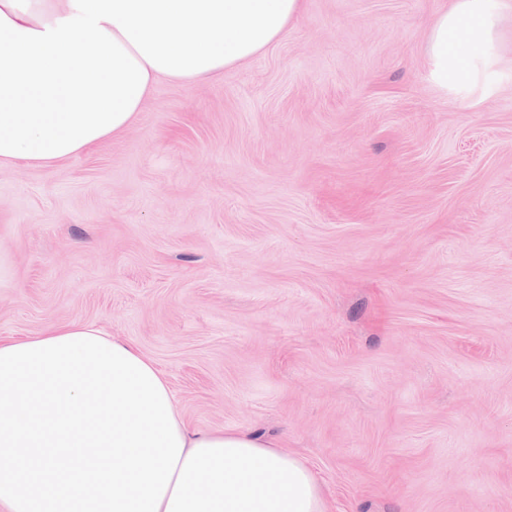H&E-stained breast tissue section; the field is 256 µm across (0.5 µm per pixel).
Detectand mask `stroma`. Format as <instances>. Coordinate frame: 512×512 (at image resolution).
Returning a JSON list of instances; mask_svg holds the SVG:
<instances>
[{
  "mask_svg": "<svg viewBox=\"0 0 512 512\" xmlns=\"http://www.w3.org/2000/svg\"><path fill=\"white\" fill-rule=\"evenodd\" d=\"M449 4L305 0L127 130L0 166V338L97 324L189 428L305 460L328 512H512V79L431 87Z\"/></svg>",
  "mask_w": 512,
  "mask_h": 512,
  "instance_id": "obj_1",
  "label": "stroma"
}]
</instances>
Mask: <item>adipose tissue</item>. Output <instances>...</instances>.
<instances>
[{"instance_id": "ef3b65f1", "label": "adipose tissue", "mask_w": 512, "mask_h": 512, "mask_svg": "<svg viewBox=\"0 0 512 512\" xmlns=\"http://www.w3.org/2000/svg\"><path fill=\"white\" fill-rule=\"evenodd\" d=\"M304 0H0V166L51 167L133 123L158 77L193 81L260 55ZM512 0H452L426 47L425 79L474 107L512 72ZM159 512H326L317 473L255 433H200Z\"/></svg>"}]
</instances>
